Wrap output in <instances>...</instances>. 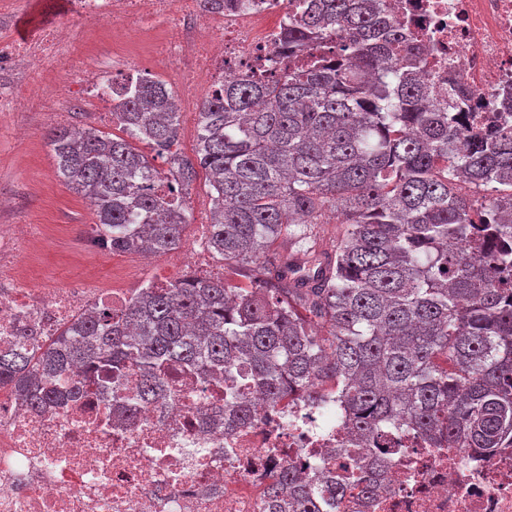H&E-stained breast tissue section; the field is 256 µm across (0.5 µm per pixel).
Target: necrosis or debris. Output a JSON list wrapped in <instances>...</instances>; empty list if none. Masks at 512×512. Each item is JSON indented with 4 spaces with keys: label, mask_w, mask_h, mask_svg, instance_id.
I'll list each match as a JSON object with an SVG mask.
<instances>
[{
    "label": "necrosis or debris",
    "mask_w": 512,
    "mask_h": 512,
    "mask_svg": "<svg viewBox=\"0 0 512 512\" xmlns=\"http://www.w3.org/2000/svg\"><path fill=\"white\" fill-rule=\"evenodd\" d=\"M394 16L424 48L418 77L432 95L458 111L454 89L468 99L463 125L512 129V0H387ZM290 0H253L250 7L224 0L219 12L200 0H68L70 19L139 29L165 21L163 61L186 73L179 111L195 112L199 82L210 87L240 76H261L288 65L283 34ZM72 27L49 23L30 37H0V74L17 75L0 88V112L14 111L23 95L37 94L47 72L66 74L87 103L112 111L125 92L132 62L99 72L78 53ZM40 227L0 230V347L23 331L46 337L89 308L122 306L123 289L88 280L74 286L32 287L16 270L38 241ZM234 382L256 417L215 428L225 383L197 371L178 370L170 406L136 399L137 370L127 371L113 393L89 390L86 398L46 410L21 405L0 389V512H270L267 488L294 465L324 479L342 466L368 463L371 452L354 446L343 416L299 397L270 410L243 367ZM386 460L376 494L349 489L338 512H512V445L463 452L430 444L415 433L383 436Z\"/></svg>",
    "instance_id": "necrosis-or-debris-1"
}]
</instances>
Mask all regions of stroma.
<instances>
[{
	"label": "stroma",
	"mask_w": 512,
	"mask_h": 512,
	"mask_svg": "<svg viewBox=\"0 0 512 512\" xmlns=\"http://www.w3.org/2000/svg\"><path fill=\"white\" fill-rule=\"evenodd\" d=\"M90 62L116 53L131 57L139 71L163 80L174 95L182 93L178 72L155 54V41L132 30L103 22L91 28L83 46ZM93 127L113 135L121 129L109 114L87 113L63 74L49 76L42 97L22 103L0 117V194L10 207L0 209V228L14 224H40L44 235L32 248L21 274L35 284H68L93 278L102 287L136 290L143 283L165 280L161 268L139 267L132 253L92 247L87 231L94 215L85 200L56 175L48 136L58 123Z\"/></svg>",
	"instance_id": "35a3bbf8"
}]
</instances>
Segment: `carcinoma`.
<instances>
[{"instance_id": "cac0c4a2", "label": "carcinoma", "mask_w": 512, "mask_h": 512, "mask_svg": "<svg viewBox=\"0 0 512 512\" xmlns=\"http://www.w3.org/2000/svg\"><path fill=\"white\" fill-rule=\"evenodd\" d=\"M382 0H309L284 33L293 63L203 98L194 155L178 146L173 93L142 76L119 104L123 137L58 127L57 174L90 205L112 252L180 248L186 195L205 170L209 243L240 285L182 279L96 305L42 346L0 350V387L30 407L110 390L136 368L164 405L160 368L246 364L273 408L336 396L364 441L405 423L449 448L512 436V130L455 129L415 76L422 58ZM167 160L159 170L134 142ZM334 224L332 239L323 229ZM224 411L254 410L231 395ZM366 468L334 480L287 467L273 512H336Z\"/></svg>"}]
</instances>
